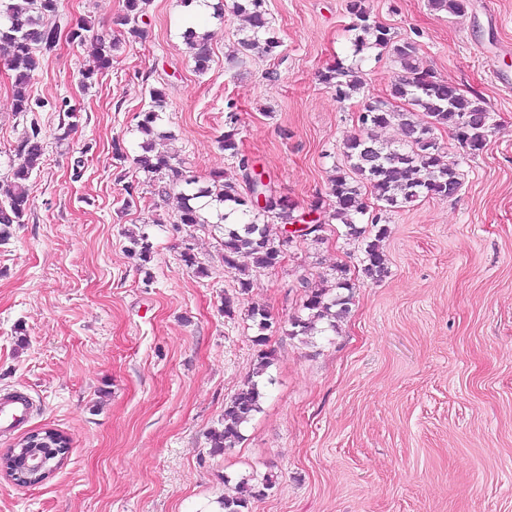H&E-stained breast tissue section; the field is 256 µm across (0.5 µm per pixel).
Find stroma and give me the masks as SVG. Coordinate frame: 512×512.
<instances>
[{
    "label": "stroma",
    "mask_w": 512,
    "mask_h": 512,
    "mask_svg": "<svg viewBox=\"0 0 512 512\" xmlns=\"http://www.w3.org/2000/svg\"><path fill=\"white\" fill-rule=\"evenodd\" d=\"M366 4L417 43L421 67L482 97L493 116L476 155L438 131L462 189L388 213L389 272L377 282L361 272L359 241L333 223L239 294L223 229L174 224L175 198L132 163L133 129L156 88L165 150L201 185L238 176L219 145L232 100L241 153L300 205L326 197L358 131L355 106L319 79L349 56L348 0H266L279 53L238 63L233 14L146 0L135 39L119 22L124 0H61L60 29L87 21L120 39L110 68L83 84L87 50L59 42L30 87L40 108L19 114L0 65V185L31 128L47 143L31 208L0 241V394L34 405L0 434V456L45 428L69 444L40 484L0 473V512H211L240 480L266 475L274 486L247 512H512V0H468L459 14L428 0ZM191 25L210 33L202 73L182 38ZM139 226L153 243L146 274L127 252L125 233ZM188 238L192 267L180 259ZM338 265L353 285L348 314L336 331L291 336L301 281L332 279ZM253 306L274 321L262 346ZM265 349L274 360L260 411L237 447L211 453L209 431Z\"/></svg>",
    "instance_id": "obj_1"
}]
</instances>
